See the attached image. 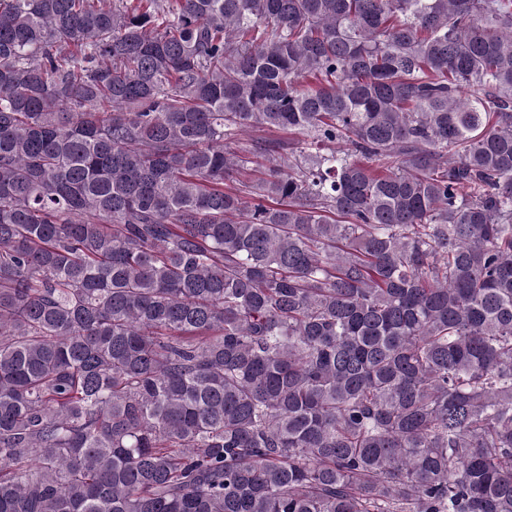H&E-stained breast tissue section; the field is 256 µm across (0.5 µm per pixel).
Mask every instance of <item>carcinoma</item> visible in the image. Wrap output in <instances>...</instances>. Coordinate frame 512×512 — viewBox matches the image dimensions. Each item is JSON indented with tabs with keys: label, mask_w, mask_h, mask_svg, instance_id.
Segmentation results:
<instances>
[{
	"label": "carcinoma",
	"mask_w": 512,
	"mask_h": 512,
	"mask_svg": "<svg viewBox=\"0 0 512 512\" xmlns=\"http://www.w3.org/2000/svg\"><path fill=\"white\" fill-rule=\"evenodd\" d=\"M0 512H512V0H0Z\"/></svg>",
	"instance_id": "carcinoma-1"
}]
</instances>
